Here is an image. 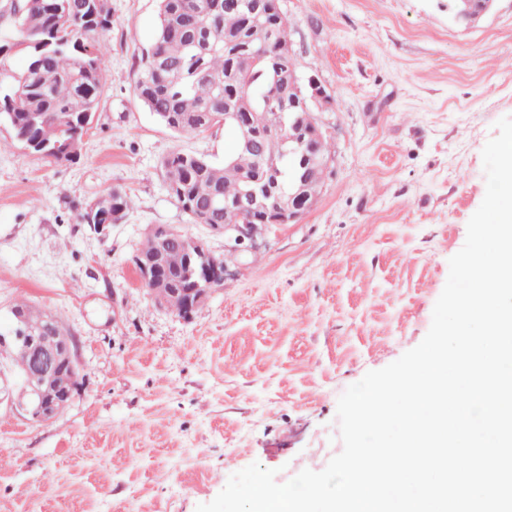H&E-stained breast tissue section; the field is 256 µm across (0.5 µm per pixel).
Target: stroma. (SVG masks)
I'll return each instance as SVG.
<instances>
[{
    "label": "stroma",
    "instance_id": "stroma-1",
    "mask_svg": "<svg viewBox=\"0 0 512 512\" xmlns=\"http://www.w3.org/2000/svg\"><path fill=\"white\" fill-rule=\"evenodd\" d=\"M280 5L299 74L333 98L311 116L335 154L316 205L254 247L193 223L166 190L164 156L223 163L234 132L178 134L136 96L158 0H107L100 103L73 160L0 153V327L22 300L65 312L82 379L47 425L0 384V512H196L255 462L287 482L341 452L346 388L429 331L485 196L482 149L512 116V0L471 23L448 0ZM111 189L134 201L120 221L72 222ZM156 225L231 259L191 318L139 281Z\"/></svg>",
    "mask_w": 512,
    "mask_h": 512
}]
</instances>
